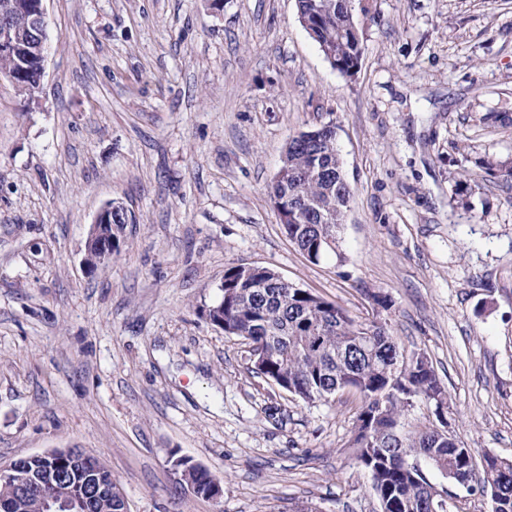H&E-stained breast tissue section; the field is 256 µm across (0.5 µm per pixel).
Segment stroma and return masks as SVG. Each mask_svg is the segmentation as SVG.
<instances>
[{
	"mask_svg": "<svg viewBox=\"0 0 512 512\" xmlns=\"http://www.w3.org/2000/svg\"><path fill=\"white\" fill-rule=\"evenodd\" d=\"M367 8L346 76L296 0H47L39 90L0 76V466L83 449L128 512H380L350 446L358 394L305 402L209 321L237 266L385 324L431 359L463 444L512 457V182L466 163L512 159V124L481 121L512 115V0ZM329 121L353 198L344 262L315 264L269 191L290 138ZM113 202L121 249L87 269ZM180 458L223 498L177 484ZM426 475L447 512H490Z\"/></svg>",
	"mask_w": 512,
	"mask_h": 512,
	"instance_id": "obj_1",
	"label": "stroma"
}]
</instances>
